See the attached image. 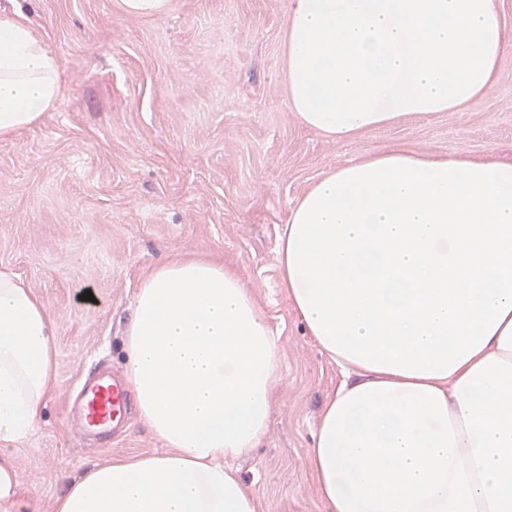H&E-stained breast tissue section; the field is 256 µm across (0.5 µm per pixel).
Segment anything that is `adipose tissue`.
Instances as JSON below:
<instances>
[{"label": "adipose tissue", "mask_w": 512, "mask_h": 512, "mask_svg": "<svg viewBox=\"0 0 512 512\" xmlns=\"http://www.w3.org/2000/svg\"><path fill=\"white\" fill-rule=\"evenodd\" d=\"M0 9V139L42 122L63 70L29 0ZM512 41L499 0H287V103L355 139L463 112ZM288 301L346 374L307 455L326 512H512V163L392 143L323 175L278 243ZM125 377L163 452L67 482L54 512H257L231 468L268 433L277 338L232 265L167 258L143 277ZM53 319L0 269V442L55 390Z\"/></svg>", "instance_id": "adipose-tissue-1"}]
</instances>
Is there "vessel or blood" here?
Masks as SVG:
<instances>
[{
    "mask_svg": "<svg viewBox=\"0 0 512 512\" xmlns=\"http://www.w3.org/2000/svg\"><path fill=\"white\" fill-rule=\"evenodd\" d=\"M129 407V395L120 383L104 375L87 380L79 396L74 430L79 434L108 430Z\"/></svg>",
    "mask_w": 512,
    "mask_h": 512,
    "instance_id": "obj_1",
    "label": "vessel or blood"
}]
</instances>
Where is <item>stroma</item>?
Listing matches in <instances>:
<instances>
[{"instance_id":"obj_1","label":"stroma","mask_w":512,"mask_h":512,"mask_svg":"<svg viewBox=\"0 0 512 512\" xmlns=\"http://www.w3.org/2000/svg\"><path fill=\"white\" fill-rule=\"evenodd\" d=\"M32 10L65 81L41 124L0 140V267L46 303L58 350L36 430L0 445L20 473L22 512H54L63 476L161 450L135 414L116 435L74 436L66 393L102 368L123 375L139 282L183 255L235 266L278 338L271 430L234 463L259 512H325L306 458L342 375L280 286L278 239L313 181L389 142L512 162V51L478 106L336 142L287 103L285 0H171L155 18L119 0H34Z\"/></svg>"}]
</instances>
